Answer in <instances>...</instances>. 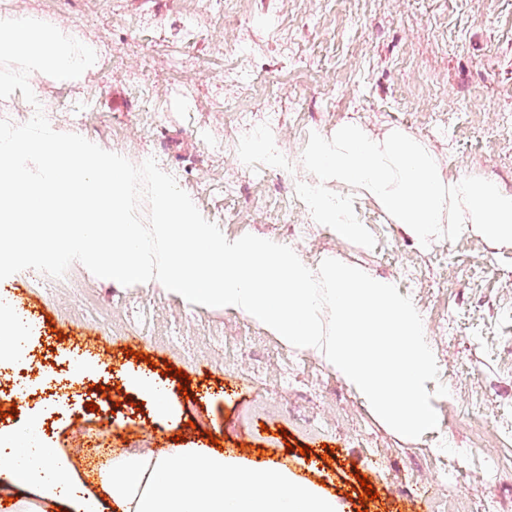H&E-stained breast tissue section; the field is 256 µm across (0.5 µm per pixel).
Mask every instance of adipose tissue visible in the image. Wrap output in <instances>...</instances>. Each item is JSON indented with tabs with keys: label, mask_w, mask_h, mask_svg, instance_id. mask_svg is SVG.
Returning <instances> with one entry per match:
<instances>
[{
	"label": "adipose tissue",
	"mask_w": 512,
	"mask_h": 512,
	"mask_svg": "<svg viewBox=\"0 0 512 512\" xmlns=\"http://www.w3.org/2000/svg\"><path fill=\"white\" fill-rule=\"evenodd\" d=\"M315 175L311 208L338 237L360 228L347 215L337 190L364 191L395 223L421 242L456 224L490 241L512 244V193L495 182L441 175L436 156L419 137L392 131L377 137L360 125L339 127L333 137L316 136L307 155ZM26 330L0 302V362L20 359ZM36 488L37 499L18 498L13 512H45L64 502L72 512H338L334 499L283 467L256 466L218 448H170L113 457L98 475L102 496L74 483L64 463L40 440L36 421L0 431V484Z\"/></svg>",
	"instance_id": "1"
}]
</instances>
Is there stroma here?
I'll return each mask as SVG.
<instances>
[{"label":"stroma","instance_id":"obj_1","mask_svg":"<svg viewBox=\"0 0 512 512\" xmlns=\"http://www.w3.org/2000/svg\"><path fill=\"white\" fill-rule=\"evenodd\" d=\"M28 15L92 43L95 70L70 84L35 80L59 132L76 133L133 164L155 158L223 235L261 236L318 267L327 258L390 281L421 318L442 309L426 340L439 369L428 389L436 429L407 438L381 420L317 354L283 346L236 312L195 308L157 285L122 286L72 263L58 286L38 271L0 281L44 317L7 371L29 387L16 417L36 419L45 447L94 484V441L130 452L207 444L259 465L274 462L321 485L344 512H512V245L475 233L408 235L362 190L341 188L361 230L338 238L288 206L309 178L315 136L355 123L373 135L423 139L443 176L512 192V0H20ZM195 63L184 85L170 76ZM284 150L288 174L255 178V140ZM138 348L141 361L126 354ZM182 369L179 378L161 364ZM139 373L166 386L159 414L131 388ZM95 411H88V403ZM309 447L301 455L300 447ZM376 499L360 505V476Z\"/></svg>","mask_w":512,"mask_h":512}]
</instances>
